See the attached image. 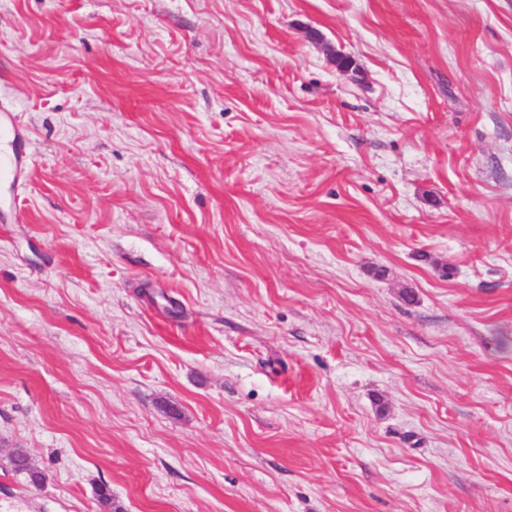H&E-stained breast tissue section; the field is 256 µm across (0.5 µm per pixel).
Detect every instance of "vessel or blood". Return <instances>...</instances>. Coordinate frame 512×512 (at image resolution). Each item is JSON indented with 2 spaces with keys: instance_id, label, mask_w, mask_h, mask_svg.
<instances>
[{
  "instance_id": "b4317fda",
  "label": "vessel or blood",
  "mask_w": 512,
  "mask_h": 512,
  "mask_svg": "<svg viewBox=\"0 0 512 512\" xmlns=\"http://www.w3.org/2000/svg\"><path fill=\"white\" fill-rule=\"evenodd\" d=\"M28 141V131L17 114L0 106V181L9 182L15 190L28 184L33 170Z\"/></svg>"
}]
</instances>
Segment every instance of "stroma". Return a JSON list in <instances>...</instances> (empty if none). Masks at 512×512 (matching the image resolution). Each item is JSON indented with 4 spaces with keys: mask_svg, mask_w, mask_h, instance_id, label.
Listing matches in <instances>:
<instances>
[{
    "mask_svg": "<svg viewBox=\"0 0 512 512\" xmlns=\"http://www.w3.org/2000/svg\"><path fill=\"white\" fill-rule=\"evenodd\" d=\"M1 104L0 512H512V0H0ZM28 141V131L18 115L0 106V181L9 182L15 192L28 184L33 170Z\"/></svg>",
    "mask_w": 512,
    "mask_h": 512,
    "instance_id": "35a3bbf8",
    "label": "stroma"
}]
</instances>
